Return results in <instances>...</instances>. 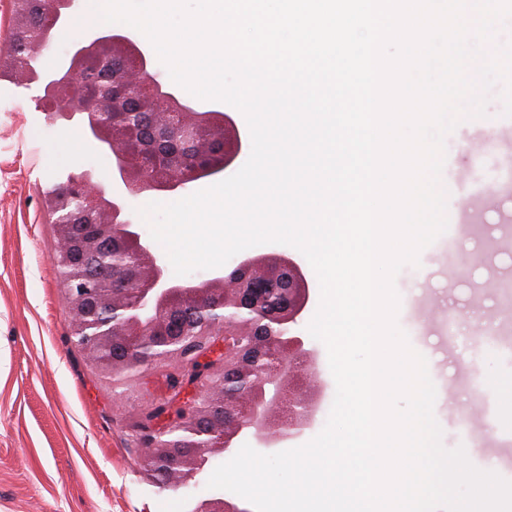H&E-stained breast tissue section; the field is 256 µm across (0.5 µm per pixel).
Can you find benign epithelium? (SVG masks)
<instances>
[{
    "label": "benign epithelium",
    "mask_w": 512,
    "mask_h": 512,
    "mask_svg": "<svg viewBox=\"0 0 512 512\" xmlns=\"http://www.w3.org/2000/svg\"><path fill=\"white\" fill-rule=\"evenodd\" d=\"M76 0H39L42 22L34 25L31 54L40 55L55 43L57 25ZM103 60L112 63V83L93 91L80 80L82 71ZM150 57L123 32L105 31L74 44L63 66L51 74L23 71V78L42 87L48 102L47 122L54 126L78 123L112 158V183L117 191L102 188L92 172L71 179L46 201L56 233L52 261L57 269L77 264L71 224L79 212L95 223L86 249L101 257L102 265L87 272L99 281L101 302L135 294L134 303L118 307L119 322L105 319L93 327L82 320L86 301L73 278L60 274L62 295L71 316L75 343L89 356L94 369L110 376L91 357L94 344L111 341L121 329L131 350L176 344L184 336H160L156 317L172 302L196 310L213 311L192 336L204 345L197 357L200 370L212 377L206 384H189L182 416H167L165 426L152 424L135 436L144 468H150L162 437L195 421L224 391V424L199 433L204 451L196 457L174 456L179 488L199 483L215 455L231 458L246 442L255 449L276 452L302 438L317 421L327 389L318 371L319 350L311 345L300 325L313 300L311 279L300 259L290 253H245L230 270H216L206 283L224 288V302L208 300V288L193 279L169 275L152 240L134 224L126 198L181 192L189 185L224 173L245 146L234 116L228 112H201L189 99L164 88L151 73ZM133 112H150L159 126L175 134L184 153L167 164H146V153H134L129 140L139 136L130 122ZM195 512H253L242 499L211 497L195 503Z\"/></svg>",
    "instance_id": "obj_1"
}]
</instances>
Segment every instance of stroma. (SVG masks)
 I'll return each instance as SVG.
<instances>
[{"label":"stroma","mask_w":512,"mask_h":512,"mask_svg":"<svg viewBox=\"0 0 512 512\" xmlns=\"http://www.w3.org/2000/svg\"><path fill=\"white\" fill-rule=\"evenodd\" d=\"M502 90L495 85L485 116L445 141L447 216L466 215L454 243L435 240L426 263L394 280L398 325L432 363L438 423L464 420L459 445L479 441L476 467L498 473L512 465V328L498 290L512 281V249L501 242L512 225ZM40 95L39 86L0 80V512H186L212 489L157 491L129 446L141 411L168 395L162 368L115 382L72 342L44 198L87 168L111 186L112 164L85 138L60 152L73 131L48 124Z\"/></svg>","instance_id":"obj_1"}]
</instances>
